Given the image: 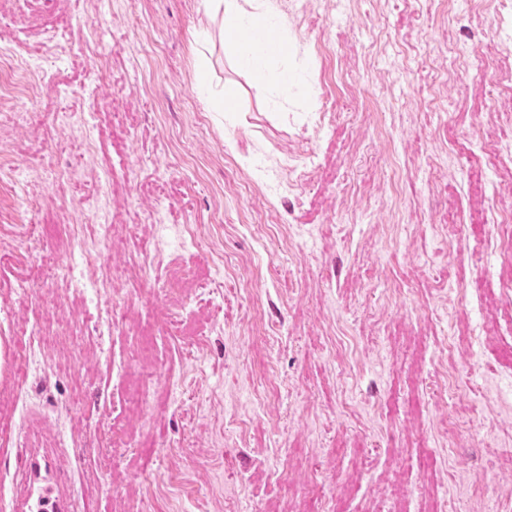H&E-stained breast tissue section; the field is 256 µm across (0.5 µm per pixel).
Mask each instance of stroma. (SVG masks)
Wrapping results in <instances>:
<instances>
[{
  "mask_svg": "<svg viewBox=\"0 0 512 512\" xmlns=\"http://www.w3.org/2000/svg\"><path fill=\"white\" fill-rule=\"evenodd\" d=\"M266 5L292 43L284 95L225 58L203 0H0L18 60L0 79V458L52 425L83 449L65 459L80 512H322L331 495L512 512V372L493 355L512 344V19L499 0ZM226 86L237 110L209 111ZM55 112L99 124L53 132ZM41 164L61 176L35 216L14 171ZM89 193L116 230L86 273L111 267L119 328L49 274L19 301L20 277L69 255L58 226L95 232L74 205ZM21 324L42 330L27 371Z\"/></svg>",
  "mask_w": 512,
  "mask_h": 512,
  "instance_id": "stroma-1",
  "label": "stroma"
}]
</instances>
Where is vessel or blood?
Returning <instances> with one entry per match:
<instances>
[{
  "label": "vessel or blood",
  "mask_w": 512,
  "mask_h": 512,
  "mask_svg": "<svg viewBox=\"0 0 512 512\" xmlns=\"http://www.w3.org/2000/svg\"><path fill=\"white\" fill-rule=\"evenodd\" d=\"M13 459L8 473L24 492L9 498L7 512H75L67 468L55 449L18 448Z\"/></svg>",
  "instance_id": "b4317fda"
}]
</instances>
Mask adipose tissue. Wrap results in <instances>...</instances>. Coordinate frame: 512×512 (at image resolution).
<instances>
[{"instance_id": "1", "label": "adipose tissue", "mask_w": 512, "mask_h": 512, "mask_svg": "<svg viewBox=\"0 0 512 512\" xmlns=\"http://www.w3.org/2000/svg\"><path fill=\"white\" fill-rule=\"evenodd\" d=\"M210 9L223 20L224 54L235 64L250 73L258 84H277L280 91H287L288 76L276 71L274 61L287 55V36H280L276 47L259 41L243 39L242 33L251 28L269 27L271 17L267 12H246L239 0H207Z\"/></svg>"}]
</instances>
